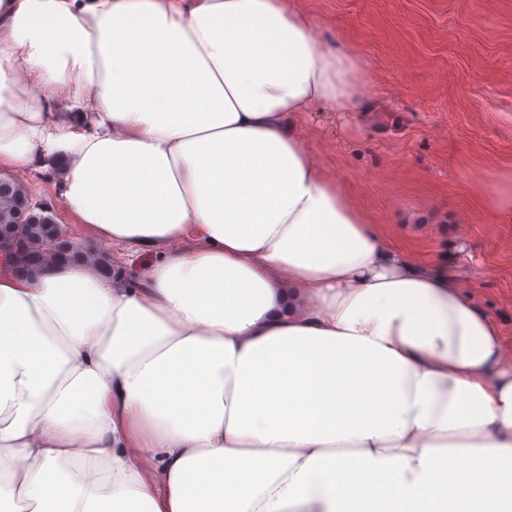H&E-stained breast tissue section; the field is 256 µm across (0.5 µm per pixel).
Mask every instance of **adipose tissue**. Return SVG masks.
Listing matches in <instances>:
<instances>
[{
	"label": "adipose tissue",
	"mask_w": 512,
	"mask_h": 512,
	"mask_svg": "<svg viewBox=\"0 0 512 512\" xmlns=\"http://www.w3.org/2000/svg\"><path fill=\"white\" fill-rule=\"evenodd\" d=\"M366 69L293 0H0V169L155 255L0 248V512H512L499 324L302 133Z\"/></svg>",
	"instance_id": "1"
}]
</instances>
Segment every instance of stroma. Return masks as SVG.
I'll return each instance as SVG.
<instances>
[{"mask_svg": "<svg viewBox=\"0 0 512 512\" xmlns=\"http://www.w3.org/2000/svg\"><path fill=\"white\" fill-rule=\"evenodd\" d=\"M326 41L368 63L369 110L309 113L317 160L394 245L448 271L512 341V222L490 220L488 179L512 165V0H296ZM79 246L50 177L25 180Z\"/></svg>", "mask_w": 512, "mask_h": 512, "instance_id": "obj_1", "label": "stroma"}]
</instances>
